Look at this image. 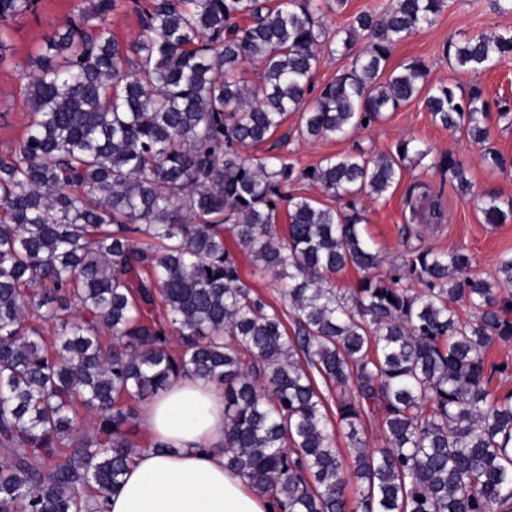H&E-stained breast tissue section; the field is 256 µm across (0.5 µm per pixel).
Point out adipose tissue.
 Returning <instances> with one entry per match:
<instances>
[{
	"mask_svg": "<svg viewBox=\"0 0 512 512\" xmlns=\"http://www.w3.org/2000/svg\"><path fill=\"white\" fill-rule=\"evenodd\" d=\"M144 427L167 445L140 453L105 512H279L224 466V391L191 375L151 399Z\"/></svg>",
	"mask_w": 512,
	"mask_h": 512,
	"instance_id": "adipose-tissue-1",
	"label": "adipose tissue"
}]
</instances>
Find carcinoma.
<instances>
[{"instance_id":"carcinoma-1","label":"carcinoma","mask_w":512,"mask_h":512,"mask_svg":"<svg viewBox=\"0 0 512 512\" xmlns=\"http://www.w3.org/2000/svg\"><path fill=\"white\" fill-rule=\"evenodd\" d=\"M85 2L31 56L26 131L0 155V512L103 503L141 452L134 404L186 374L224 388V466L281 512H512V393L491 389L512 365L488 359L512 341V255L480 278L462 247L408 243L381 272L356 206L413 158L467 193L463 161L413 137L310 169L243 155L290 112L302 138L327 139L416 99L484 145L480 92L464 100L428 82L422 59L386 71L446 0H393L331 38L320 22L331 0H148L128 49L111 28L124 0ZM34 6L0 0L1 68L7 21ZM324 47L351 65L318 89ZM509 55L512 34L479 33L455 46V67L480 74ZM246 63L261 69L257 92ZM301 181L331 202L289 194ZM480 210L487 224L512 221V195L489 194ZM228 235L273 274L291 324L243 280ZM349 267L361 278L343 291L333 279ZM372 415L381 448L365 440Z\"/></svg>"}]
</instances>
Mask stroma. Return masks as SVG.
<instances>
[{"label": "stroma", "instance_id": "1", "mask_svg": "<svg viewBox=\"0 0 512 512\" xmlns=\"http://www.w3.org/2000/svg\"><path fill=\"white\" fill-rule=\"evenodd\" d=\"M76 3L77 0H37L35 11L10 22L15 65L0 69V154L18 143L27 124L26 87L18 75L19 68L26 66L46 36L62 29L72 18ZM479 32H512V12L495 10L493 0H447L435 25L393 47L388 66L393 69L416 58L425 59L430 66V82L451 83L457 95L465 97L478 88L487 103L512 108V57L477 76L459 71L448 57L449 42ZM299 120L298 113H289L276 135L248 148V155L279 154L307 167L330 155L355 154L362 149L385 153L400 139L414 137L430 144L435 152H451L464 160L471 182L468 193H461L456 183L443 179L437 170L414 161L408 163L400 182L385 194L360 196L357 207L365 216L362 228L383 259L403 252L409 232L419 235L423 246L436 251L465 248L474 258V271L482 275L494 270L502 254L512 252V223H485L479 209L486 193L512 195V165L502 171L493 170L483 159L484 150L489 147L512 162V125L492 119L489 145L484 148L471 143L462 132L434 122L419 99L388 113L382 122L344 138H299ZM435 203L444 212L442 223L406 225L410 207H417L425 215ZM226 245L235 250L244 281L277 308L289 310V302L280 295L271 274L256 267L251 255L238 249L234 240H227Z\"/></svg>", "mask_w": 512, "mask_h": 512}]
</instances>
